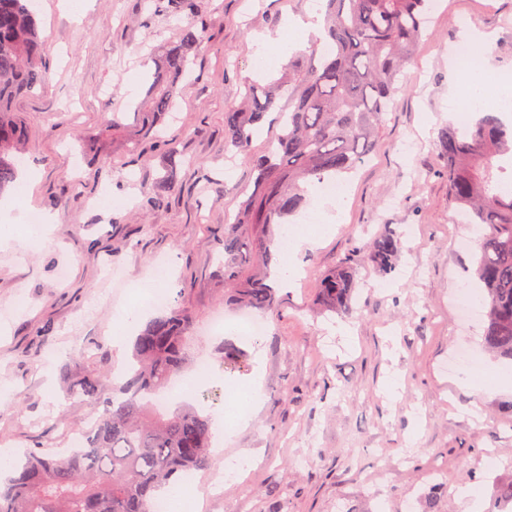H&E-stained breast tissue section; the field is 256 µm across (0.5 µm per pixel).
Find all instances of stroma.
Instances as JSON below:
<instances>
[{
    "label": "stroma",
    "instance_id": "obj_1",
    "mask_svg": "<svg viewBox=\"0 0 512 512\" xmlns=\"http://www.w3.org/2000/svg\"><path fill=\"white\" fill-rule=\"evenodd\" d=\"M40 2L47 80L13 103L28 130L17 181L34 189L14 209L12 230L22 233L32 213L49 214L54 227L46 241L0 251V448L16 451L68 447L71 429L88 421L91 408L67 399L62 374L101 373L125 360L127 346L113 343L117 312L150 283L154 261H169L166 286L197 318L223 311L218 243L252 179L250 157L271 133L262 127L249 153H232L224 111L247 83H269L283 70L255 68L250 32L277 30L313 4L190 0L154 15L146 0H88L76 23L57 0ZM443 2L373 151L343 180L344 202L308 198L304 210L323 228L298 254L300 276L279 292L266 334L246 342L248 367L224 371V337L199 333L210 374L160 401L164 411L182 401L215 416L222 407L204 393L259 389L240 426L215 430L211 466L185 488L191 496L223 476L208 512H426L432 493L441 512H462L456 492L467 485L483 512H497L494 487L512 478V383L497 379L500 359L482 350L481 327L461 322L452 302L474 284L473 258L455 245L461 226L437 139L465 86L454 56L464 32L492 34L487 67L512 66V0ZM190 25L204 38L177 108L161 120L136 111L127 83L145 90L154 57ZM173 156L178 188L148 206ZM101 167L110 171L104 182L94 176ZM104 193L111 206L96 207ZM388 231L399 234L402 252L385 274L366 255ZM345 260L356 269L352 308L321 310V281ZM101 346L108 362L96 357ZM461 347L477 351L467 387L443 370ZM394 375L401 386L390 397ZM230 457L244 464L227 477Z\"/></svg>",
    "mask_w": 512,
    "mask_h": 512
}]
</instances>
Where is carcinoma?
<instances>
[{
	"mask_svg": "<svg viewBox=\"0 0 512 512\" xmlns=\"http://www.w3.org/2000/svg\"><path fill=\"white\" fill-rule=\"evenodd\" d=\"M325 39L288 63V106L271 86L251 84L241 105L224 112L227 147L244 152L266 117L278 131L253 157V179L236 219L224 225V298L234 308L271 314L277 304L278 243L287 217L305 204L308 186L336 181L362 163L427 33L430 0H323ZM37 0H0V192L18 176L13 151L25 131L12 100L45 82L40 67ZM201 32L186 27L155 62L146 91L148 111L161 117L175 106L180 80L193 71ZM448 194L470 224L476 244L484 345L512 361V188L503 186L497 158L512 153V124L499 112L440 132ZM401 252L400 236L372 241L368 259L382 270ZM355 268L346 261L323 279L320 303L350 308ZM196 316L179 301L151 318L135 336L124 382L99 373H65L68 395L96 412L77 447L27 452L0 484V512H152L165 489L212 463V418L191 405L158 412L156 396L192 362ZM224 366L238 369L247 354L222 348Z\"/></svg>",
	"mask_w": 512,
	"mask_h": 512,
	"instance_id": "cac0c4a2",
	"label": "carcinoma"
}]
</instances>
